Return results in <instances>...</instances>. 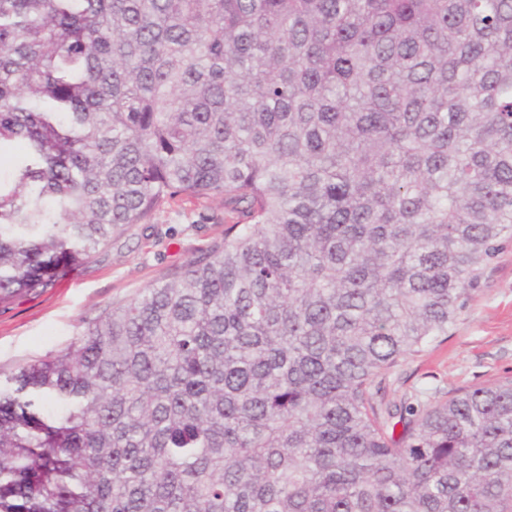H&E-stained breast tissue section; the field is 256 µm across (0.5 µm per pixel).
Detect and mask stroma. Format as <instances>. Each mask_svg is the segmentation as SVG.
Instances as JSON below:
<instances>
[{"mask_svg":"<svg viewBox=\"0 0 512 512\" xmlns=\"http://www.w3.org/2000/svg\"><path fill=\"white\" fill-rule=\"evenodd\" d=\"M220 201L178 197L150 223L133 224L105 252L96 254L36 297L0 308V373L66 347L105 309L127 302L171 279L184 263L222 248ZM512 376V241L493 261L480 288L464 302L447 337L437 339L390 368L376 400L416 405L457 389L489 385Z\"/></svg>","mask_w":512,"mask_h":512,"instance_id":"35a3bbf8","label":"stroma"}]
</instances>
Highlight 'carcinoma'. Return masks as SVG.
I'll return each instance as SVG.
<instances>
[{"mask_svg": "<svg viewBox=\"0 0 512 512\" xmlns=\"http://www.w3.org/2000/svg\"><path fill=\"white\" fill-rule=\"evenodd\" d=\"M4 164L1 307L228 228L0 379V512H512L511 377L374 393L512 241V0H0Z\"/></svg>", "mask_w": 512, "mask_h": 512, "instance_id": "obj_1", "label": "carcinoma"}]
</instances>
